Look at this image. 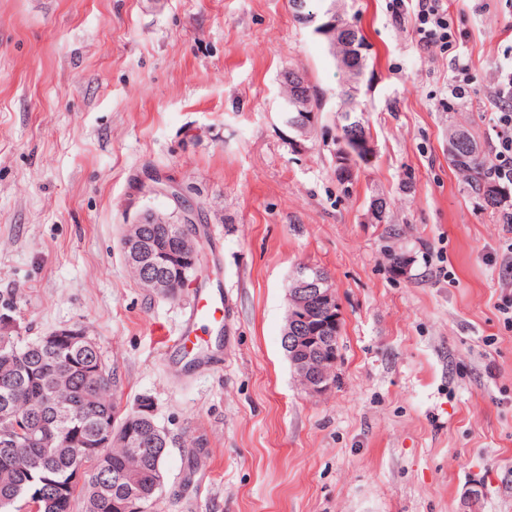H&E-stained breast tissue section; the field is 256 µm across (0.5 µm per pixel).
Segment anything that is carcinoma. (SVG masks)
Wrapping results in <instances>:
<instances>
[{"mask_svg":"<svg viewBox=\"0 0 512 512\" xmlns=\"http://www.w3.org/2000/svg\"><path fill=\"white\" fill-rule=\"evenodd\" d=\"M341 140L356 132L357 112H339ZM460 141L469 150L460 161L449 156L464 175V190L471 197L494 209H505L509 197L504 186L489 178V167L473 135L464 126L449 130L448 142ZM143 233L149 240L173 244L181 234L178 224H146ZM8 365L16 374L22 399L9 409L10 418L0 421V435L14 436L10 461H0V512H72L76 499L83 500V512H148L165 484L164 459L169 442L166 434L149 423L119 415L112 399V370L101 353L59 342L52 347L38 339L21 344L14 332H0V368ZM87 404L62 426L51 424L55 403ZM114 422L121 437L133 432L134 438L154 443V450L140 451V467L130 473L125 461L140 445L99 448L84 461L75 459L70 449L95 443L98 425ZM41 422L51 425L54 452L46 453L42 444L31 441L27 429ZM84 468L82 485L73 482L78 467Z\"/></svg>","mask_w":512,"mask_h":512,"instance_id":"carcinoma-1","label":"carcinoma"}]
</instances>
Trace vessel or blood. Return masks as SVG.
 <instances>
[{"label": "vessel or blood", "instance_id": "vessel-or-blood-1", "mask_svg": "<svg viewBox=\"0 0 512 512\" xmlns=\"http://www.w3.org/2000/svg\"><path fill=\"white\" fill-rule=\"evenodd\" d=\"M224 326V292L202 288L195 292L186 319L176 336L164 337L165 347L180 351L184 356L196 354L201 330H222Z\"/></svg>", "mask_w": 512, "mask_h": 512}]
</instances>
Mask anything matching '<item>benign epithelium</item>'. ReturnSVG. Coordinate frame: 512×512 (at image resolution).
<instances>
[{
  "mask_svg": "<svg viewBox=\"0 0 512 512\" xmlns=\"http://www.w3.org/2000/svg\"><path fill=\"white\" fill-rule=\"evenodd\" d=\"M297 18L304 25H314V32L327 41L334 43L338 39L345 42L353 40L355 28L339 26L335 20L326 18L316 22L317 14L307 13L303 0L293 3ZM288 86L293 88L291 105L297 116L291 127L301 132L315 120L318 111L317 101L302 93L305 78L300 74L284 75ZM373 141L367 134L356 133L348 139L344 156L347 160L336 159V164H349L357 160V154H367L372 157ZM152 191L172 200L177 210L168 215L145 210L135 221L124 225L120 237V248L126 264L139 268L143 277L142 287L170 295V285L158 274L159 269L167 265H175L183 269L184 274L197 272L201 251L200 244L193 233L186 232L179 237L175 250L164 246L151 245L146 242L142 227L145 224H180L196 223L194 210L183 205L181 192L173 184H161L152 187ZM292 288L288 289V307H290L293 336L287 342L291 348L290 362L301 388L310 396H321L329 391L336 383V368L340 357L335 341L339 340L342 315L335 289L330 280L321 273L311 274L303 266H299L290 278ZM51 343L61 341L79 344L87 349L96 348V342L87 332L77 325H64L47 336Z\"/></svg>",
  "mask_w": 512,
  "mask_h": 512,
  "instance_id": "7a95c632",
  "label": "benign epithelium"
}]
</instances>
